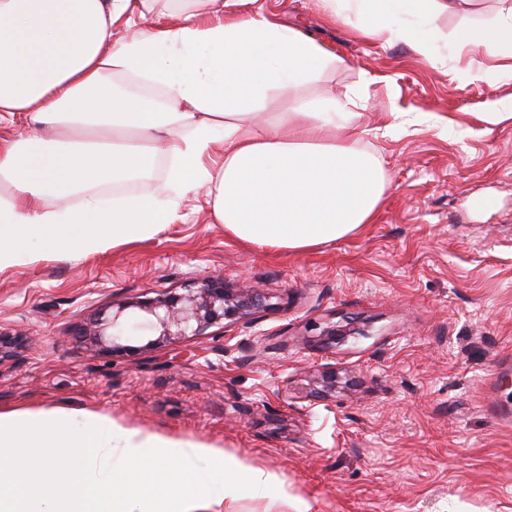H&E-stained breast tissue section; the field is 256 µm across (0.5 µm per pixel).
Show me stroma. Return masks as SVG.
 <instances>
[{
    "mask_svg": "<svg viewBox=\"0 0 512 512\" xmlns=\"http://www.w3.org/2000/svg\"><path fill=\"white\" fill-rule=\"evenodd\" d=\"M336 54L317 80L270 92L267 125L326 90L349 95L337 131L376 157L388 190L372 223L303 251L243 244L203 197L153 238L71 262L0 271V410L90 409L277 473L319 512H512V56L459 47L454 30L501 0L436 16L427 51L358 31L320 0H261ZM263 288L251 324L131 353L74 334L114 301L184 294L204 274ZM350 336L325 346L329 325ZM336 375L326 396L313 391Z\"/></svg>",
    "mask_w": 512,
    "mask_h": 512,
    "instance_id": "35a3bbf8",
    "label": "stroma"
}]
</instances>
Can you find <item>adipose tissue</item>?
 <instances>
[{
	"mask_svg": "<svg viewBox=\"0 0 512 512\" xmlns=\"http://www.w3.org/2000/svg\"><path fill=\"white\" fill-rule=\"evenodd\" d=\"M245 2L223 0L215 15L188 13L172 26L151 17L148 0H0V122L27 120L25 135L0 140V181L11 188L0 195V271L151 238L191 195L205 197L227 233L259 247L300 251L373 221L387 184L375 158L336 141L346 101L329 91L285 123L248 122L270 92L311 82L334 56L263 10L243 12ZM323 2L423 49L435 15L473 0ZM404 16L421 27L399 26ZM133 18L144 27L113 44L114 26ZM454 39L512 50V6L486 25L459 26ZM117 73L162 89L164 106L119 90ZM74 128L87 138L43 136ZM162 156L170 166L151 192L114 194L149 177ZM0 473L22 481L0 485V512H224L244 489L265 499L264 512L291 504L274 473L92 410H0Z\"/></svg>",
	"mask_w": 512,
	"mask_h": 512,
	"instance_id": "ef3b65f1",
	"label": "adipose tissue"
}]
</instances>
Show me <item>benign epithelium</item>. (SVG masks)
<instances>
[{"label":"benign epithelium","mask_w":512,"mask_h":512,"mask_svg":"<svg viewBox=\"0 0 512 512\" xmlns=\"http://www.w3.org/2000/svg\"><path fill=\"white\" fill-rule=\"evenodd\" d=\"M266 307V296L257 288H230L220 275L204 277L196 288L183 295L161 292L147 300L120 301L106 306L89 322L76 329L85 344L123 353L129 347L121 340L129 323L127 310L137 308L144 313L142 327L153 338L146 347H157L191 334L201 336L226 319L247 321ZM25 345L21 334L0 331V360L12 356Z\"/></svg>","instance_id":"1"}]
</instances>
